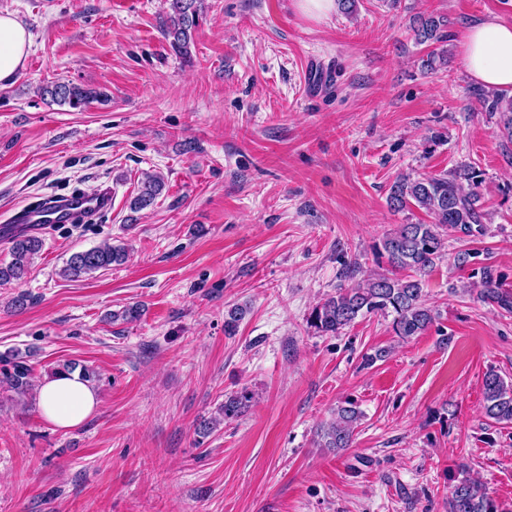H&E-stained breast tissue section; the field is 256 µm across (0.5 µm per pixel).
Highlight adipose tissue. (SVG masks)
I'll use <instances>...</instances> for the list:
<instances>
[{
    "instance_id": "obj_1",
    "label": "adipose tissue",
    "mask_w": 512,
    "mask_h": 512,
    "mask_svg": "<svg viewBox=\"0 0 512 512\" xmlns=\"http://www.w3.org/2000/svg\"><path fill=\"white\" fill-rule=\"evenodd\" d=\"M31 47L26 28L9 13H0V86L23 69ZM461 64L476 82L512 91V25L492 18L467 24L460 43ZM98 405L93 387L76 373H61L37 387L41 416L59 429L80 425Z\"/></svg>"
}]
</instances>
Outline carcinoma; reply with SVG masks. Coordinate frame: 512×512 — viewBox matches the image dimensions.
<instances>
[{
  "label": "carcinoma",
  "mask_w": 512,
  "mask_h": 512,
  "mask_svg": "<svg viewBox=\"0 0 512 512\" xmlns=\"http://www.w3.org/2000/svg\"><path fill=\"white\" fill-rule=\"evenodd\" d=\"M167 20L163 34L175 51L190 57L188 47L192 33L198 25V0H165ZM441 21L421 18L414 27L417 38L426 42H442L438 34ZM43 97L66 104L72 109H83L98 99L100 93L64 81H55L39 87ZM480 102L485 111L502 114L503 134L512 137V99L502 95H482ZM480 174L471 166L456 169L443 175L398 178L390 188L387 203L390 209L400 211L413 202L433 216L431 224H402L382 239L378 252L387 259L391 274H382L354 284L340 287L336 294L318 304L308 318L309 326L323 335H336L361 316L381 313L392 317L396 336L408 339L418 336L432 325L435 316L425 303L422 280L397 272L411 270L424 275L439 257L444 241L442 231L457 232L465 236L482 235L487 231L485 213L479 205L480 197L474 190L465 191L464 185L475 187ZM166 188L164 178L147 174L139 183L137 193L129 202L133 212L142 211L152 204ZM43 241L25 234L14 236L10 251L11 260L0 264V286L24 277L34 256L41 251ZM126 258L123 247L104 244L71 255L62 270L67 278L88 277L112 264H122ZM481 299L497 304L512 312V294L503 291L495 270L483 268L479 281ZM0 374L17 394L24 395L30 387V369L19 353L8 351L0 354ZM253 395L244 390L224 398L221 414L233 419L248 407ZM484 413L497 424H512V381H507L491 369L484 378ZM361 411L348 403L336 411V419L320 429L319 446L343 449L350 447L352 435ZM453 485L448 497V512H506L477 480L471 478L465 465L458 466L451 477Z\"/></svg>",
  "instance_id": "cac0c4a2"
}]
</instances>
